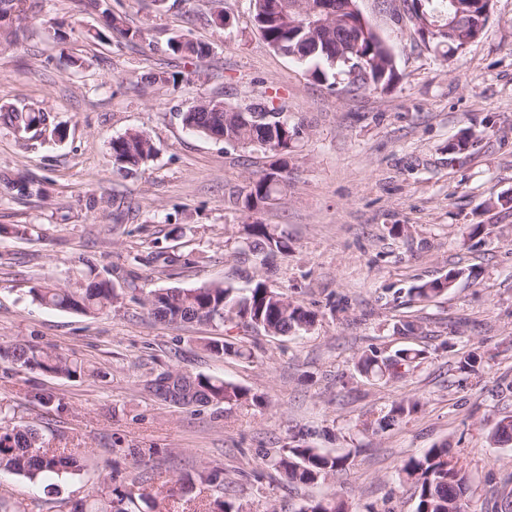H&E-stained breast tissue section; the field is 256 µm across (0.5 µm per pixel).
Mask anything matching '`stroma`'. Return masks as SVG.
<instances>
[{
  "instance_id": "1",
  "label": "stroma",
  "mask_w": 512,
  "mask_h": 512,
  "mask_svg": "<svg viewBox=\"0 0 512 512\" xmlns=\"http://www.w3.org/2000/svg\"><path fill=\"white\" fill-rule=\"evenodd\" d=\"M109 2L142 39H88L100 21L92 0H35L24 37L0 48V102L47 108L68 128L64 140L26 147L0 127V343L54 349L91 370L67 379L0 360L7 422L33 425L49 446L83 458L79 475L62 480L0 474V500L17 512H73L106 474L137 475L129 449L151 448L154 486L216 469L241 512H300L337 496L349 512H414L401 468L445 440L469 477L471 512H488L512 475V446L487 442L493 423L512 417V0H493L481 36L448 55L418 28L408 0H357L397 73L388 89L357 93L328 89L273 50L249 0H225L226 27L208 0ZM180 33L207 43L209 56L169 51ZM150 72L175 80L143 86ZM203 98L268 101L301 127L285 190L258 212L233 201L273 157L185 131L180 112ZM131 129L147 131L157 154L122 177L109 143ZM465 130L478 141L450 151ZM28 175L46 195L12 188ZM249 224L285 234L288 253L267 266L244 251ZM452 269L460 276L447 295L410 302L409 288ZM93 272L119 294L98 314L49 309L29 293ZM260 280L316 322L302 335L246 336L249 360L212 356L205 345L218 330L155 321L139 303L157 288L224 282L245 292ZM409 315L422 333L395 334ZM372 348L426 357L401 378L377 380L355 366ZM471 351L481 364L467 375L459 361ZM167 369L223 378L262 402L162 404L143 384ZM409 397L416 412L360 428ZM300 440L348 457L347 470L287 485L266 457Z\"/></svg>"
}]
</instances>
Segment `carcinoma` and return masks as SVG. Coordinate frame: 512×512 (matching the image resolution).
<instances>
[{
  "mask_svg": "<svg viewBox=\"0 0 512 512\" xmlns=\"http://www.w3.org/2000/svg\"><path fill=\"white\" fill-rule=\"evenodd\" d=\"M254 21L267 44L276 51L299 61L314 63L311 77L334 89L336 79L345 82V90H377L390 86L395 78L393 56L389 48L370 29L359 31L348 24L356 19L348 11L328 21L324 26L323 39L309 36V31L283 19L276 12L272 0H251ZM24 0H0V28L4 43L17 41L13 22L21 19ZM467 22L437 37L438 44L452 52L462 40L475 35V23L469 2L459 0ZM101 28L94 30L92 38L99 41L109 39L113 33L132 41L141 37V32L124 27L120 15L106 6L102 11ZM172 52L188 58L203 59L209 55L207 44L186 34L171 38L168 42ZM368 68L369 79L361 76L349 77L358 63ZM237 108L220 99H202L181 113V122L189 131L222 140L229 144L258 148L275 155L286 154L297 135L298 127L288 122V117L276 107H256L257 116L249 124L239 125L233 112ZM0 123L13 131L23 128L24 140L36 139L45 131L62 139L67 128L55 121L51 112L43 108H31L14 104L0 106ZM113 170L119 174H130L153 160L157 150L146 131L130 130L112 139L110 143ZM287 164L278 159L260 177L249 183L246 193L235 201V205L247 212L258 211L272 201L281 186L286 184ZM243 244L250 251L268 259L288 251V237L278 234L264 224H252L247 229ZM458 273L450 272L446 277L424 282L412 288L415 296L428 301L447 293ZM33 299L39 303L62 311H79L95 314L112 307L118 298L112 282L106 278L93 277L88 283L77 282L72 286L40 285L30 289ZM142 304L155 318L169 323H202L224 329V337L206 344L207 351L215 357L233 355L249 359L233 336V330L247 332L262 331L270 335L286 336L307 329L314 323V313L294 304L286 294L268 287L259 281L244 295L235 293V288L215 283L196 288H166L152 290ZM423 351L402 348L384 356L376 349L363 353L358 359V368L366 376L378 379L399 378L416 368ZM0 358L22 370H37L65 378H77L91 373L85 364L67 354L37 348L28 344L12 343L0 345ZM148 392L156 399L182 408H206L222 405L230 410L245 405H258L260 398L248 390L227 382L222 378L189 374L180 371H164L147 381ZM419 401L410 399L395 405L378 418H367L361 422L364 431L384 427L388 422L401 419L413 412ZM494 445H512V417L497 420L489 432ZM273 466L290 484L311 485L343 471L348 466V457L324 453L308 445L282 449L273 458ZM81 470L80 459L70 448H50L37 429L27 425L0 426V472H7L35 482L49 475H67ZM403 479L414 489L417 499L415 512H468L469 480L458 467L455 455L448 444H436L422 453L410 457L402 467ZM134 482L139 492L111 474L103 478L100 488L80 504V512H140L135 500L139 499L151 509L157 507V498H184L195 483L193 480H178L177 490L163 492L154 488L152 477L142 470ZM300 512H347L341 500H317L310 502Z\"/></svg>",
  "mask_w": 512,
  "mask_h": 512,
  "instance_id": "1",
  "label": "carcinoma"
}]
</instances>
